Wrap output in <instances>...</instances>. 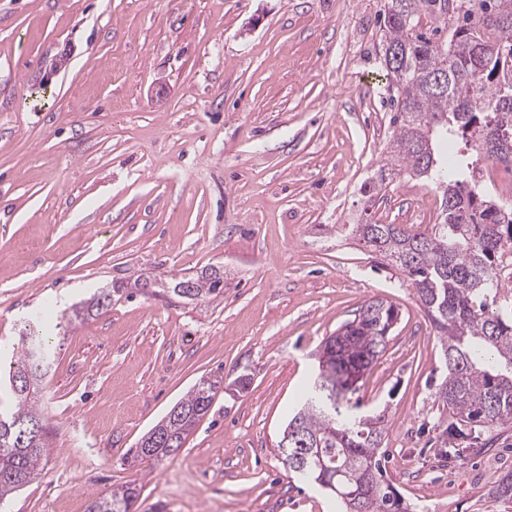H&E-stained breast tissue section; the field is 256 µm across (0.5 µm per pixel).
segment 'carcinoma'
<instances>
[{"instance_id":"1","label":"carcinoma","mask_w":512,"mask_h":512,"mask_svg":"<svg viewBox=\"0 0 512 512\" xmlns=\"http://www.w3.org/2000/svg\"><path fill=\"white\" fill-rule=\"evenodd\" d=\"M381 53L397 92L396 127L374 177L361 187L366 207L394 183L427 182L440 198L438 222L422 231L365 221L351 234L395 267L441 341L446 375L435 397L452 410L450 433L469 438L512 421V314L497 308L512 285L499 266L512 254V209L478 184L477 163L512 164L495 152L512 141V0H386ZM194 292L177 291L175 276L153 284L187 303L224 295V272L206 268L192 277ZM112 300L102 292L72 308L82 320ZM399 319L381 299L366 303L353 320L327 337L313 385L286 425L298 440L288 456L290 473L312 479L341 499L346 512H409L384 476L382 418L352 400L356 384L386 347ZM20 334L21 352L9 374L14 409L0 416V503L33 482L48 453V433L35 395L52 358L47 331ZM224 377L203 378L154 426L152 459L183 448L195 424L210 410ZM489 495L512 502V474L494 482ZM138 498L127 483L96 497L89 512H132Z\"/></svg>"}]
</instances>
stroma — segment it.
I'll list each match as a JSON object with an SVG mask.
<instances>
[{"label": "stroma", "instance_id": "obj_1", "mask_svg": "<svg viewBox=\"0 0 512 512\" xmlns=\"http://www.w3.org/2000/svg\"><path fill=\"white\" fill-rule=\"evenodd\" d=\"M384 0H0V373L44 308L137 275L215 266L224 295L123 292L53 332L40 412L51 452L6 512H87L128 482L138 512H342L289 476L278 442L324 338L382 299L400 319L358 391L385 419L410 512H512V423L444 459L440 342L414 290L355 241L364 217L421 230L413 180L365 208L396 90ZM223 375L177 457L128 449L202 378ZM245 375L247 390L229 383Z\"/></svg>", "mask_w": 512, "mask_h": 512}]
</instances>
